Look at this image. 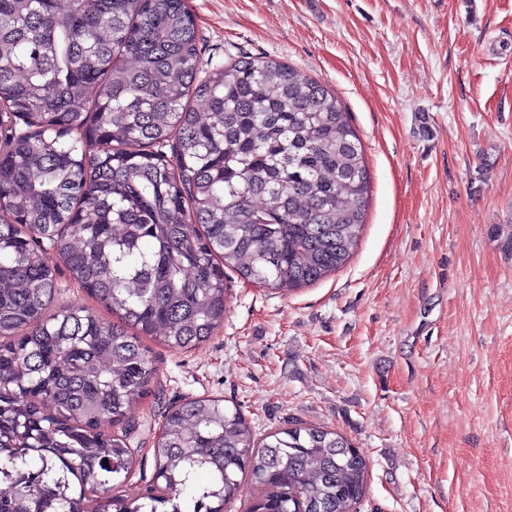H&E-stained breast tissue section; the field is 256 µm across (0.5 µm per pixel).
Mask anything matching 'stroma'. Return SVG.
I'll list each match as a JSON object with an SVG mask.
<instances>
[{
    "mask_svg": "<svg viewBox=\"0 0 512 512\" xmlns=\"http://www.w3.org/2000/svg\"><path fill=\"white\" fill-rule=\"evenodd\" d=\"M186 4L205 61L261 54L338 97L370 191L344 267L292 294L226 270L214 336L151 343L127 494L168 409L209 396L259 439L348 437L369 462L358 512H512V0Z\"/></svg>",
    "mask_w": 512,
    "mask_h": 512,
    "instance_id": "obj_1",
    "label": "stroma"
}]
</instances>
